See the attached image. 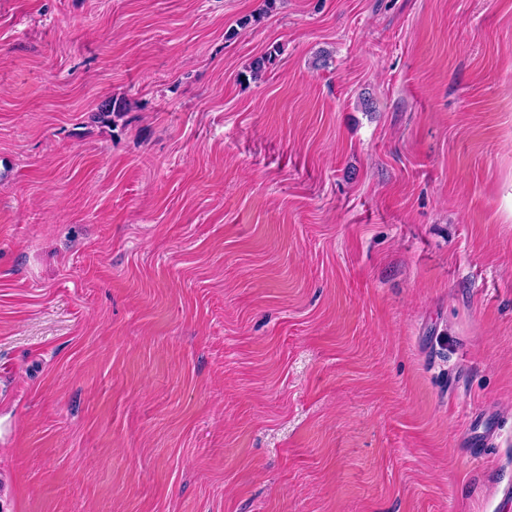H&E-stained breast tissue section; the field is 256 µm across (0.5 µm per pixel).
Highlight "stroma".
Returning <instances> with one entry per match:
<instances>
[{"label": "stroma", "instance_id": "1", "mask_svg": "<svg viewBox=\"0 0 512 512\" xmlns=\"http://www.w3.org/2000/svg\"><path fill=\"white\" fill-rule=\"evenodd\" d=\"M0 512H512V0H0Z\"/></svg>", "mask_w": 512, "mask_h": 512}]
</instances>
